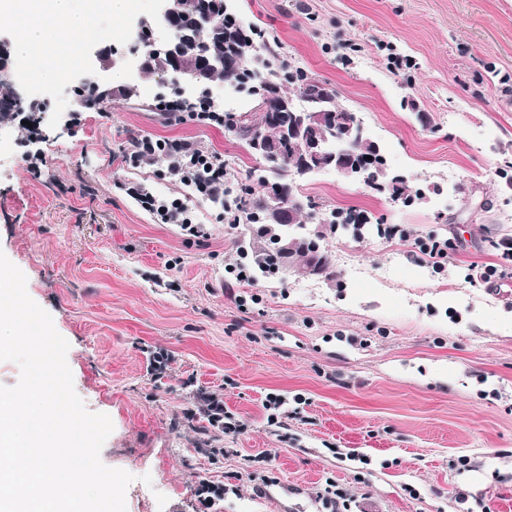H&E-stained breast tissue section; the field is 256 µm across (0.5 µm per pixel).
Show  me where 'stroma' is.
<instances>
[{
	"label": "stroma",
	"mask_w": 512,
	"mask_h": 512,
	"mask_svg": "<svg viewBox=\"0 0 512 512\" xmlns=\"http://www.w3.org/2000/svg\"><path fill=\"white\" fill-rule=\"evenodd\" d=\"M226 3L271 68L335 88L421 197L331 170L297 180L303 233L353 210L367 232L327 234L330 275L239 283L225 267L247 226L221 221L163 158L123 149L134 135L195 142L223 159L225 202L243 208L263 162L231 120L160 111L177 87L138 76L137 39L95 48L134 97L52 128L53 99L28 95L0 121V252L68 341L77 395L112 420L101 460L135 477L126 512H321L331 484L350 512H512V291L468 277L512 239V0ZM393 50L415 67H390ZM132 183L183 200L205 237L143 210ZM432 235L455 245L438 268L415 254ZM204 393L240 432L200 433ZM271 393L302 397L299 415L269 421Z\"/></svg>",
	"instance_id": "1"
}]
</instances>
